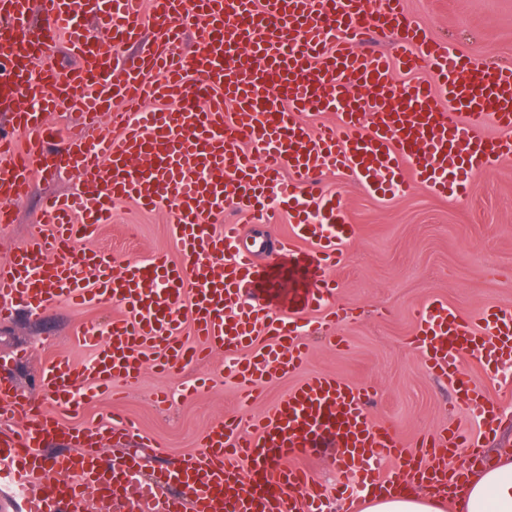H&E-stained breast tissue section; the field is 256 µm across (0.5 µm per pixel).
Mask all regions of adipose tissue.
<instances>
[{"label":"adipose tissue","instance_id":"ef3b65f1","mask_svg":"<svg viewBox=\"0 0 512 512\" xmlns=\"http://www.w3.org/2000/svg\"><path fill=\"white\" fill-rule=\"evenodd\" d=\"M457 512H512V459L497 463L456 490ZM362 512H442L440 499L423 494L365 492Z\"/></svg>","mask_w":512,"mask_h":512}]
</instances>
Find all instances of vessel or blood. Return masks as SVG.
Wrapping results in <instances>:
<instances>
[{
  "mask_svg": "<svg viewBox=\"0 0 512 512\" xmlns=\"http://www.w3.org/2000/svg\"><path fill=\"white\" fill-rule=\"evenodd\" d=\"M140 0H0V222L35 178L72 171L79 189L48 202L41 228L0 264V318L64 300L76 308L107 304V328L75 326L69 341L92 347L82 365L56 353L38 379L67 413L82 403L70 390L85 377L102 390L135 384L146 366L173 374L221 351L248 387L297 369L306 344L295 328L315 311L338 320L331 273L346 265L355 235L342 193L324 188L336 172L380 198L412 185L449 199L465 197L474 176L512 157V67L483 64L429 37L404 0H152L154 33L142 41ZM95 16L112 31L103 43L85 25ZM199 25L201 47L177 50L184 29ZM391 36L393 55L363 47L369 35ZM67 42L76 69L33 67L37 49ZM141 51L125 55L128 44ZM428 70V79L398 87L394 75ZM166 101L146 112L144 101ZM65 108L79 118L62 133L46 116ZM311 112L335 124L310 131ZM494 126L499 134L486 139ZM285 185L296 211L277 257L305 263L306 288L287 305L264 296L265 276L240 228L215 233L208 223L224 209L264 224L278 216L264 204ZM131 199L171 208L179 261L164 255L115 265L102 250L77 248ZM192 335H185V326ZM268 343L254 348L257 335ZM413 342L427 370L455 386L478 422L472 433L444 429L410 444L373 420L377 392L332 375L294 386L273 410L244 425H212L206 450L153 472L129 495L127 479L142 465L105 457L96 441L20 402L0 369V512H320L321 489L305 462L324 436L337 441L338 466L364 487L443 491L449 479L484 464L487 441L502 421L501 403L484 383L463 378L467 363L512 364V307L489 306L464 316L441 299L426 306ZM74 450L45 462L53 435Z\"/></svg>",
  "mask_w": 512,
  "mask_h": 512,
  "instance_id": "obj_1",
  "label": "vessel or blood"
}]
</instances>
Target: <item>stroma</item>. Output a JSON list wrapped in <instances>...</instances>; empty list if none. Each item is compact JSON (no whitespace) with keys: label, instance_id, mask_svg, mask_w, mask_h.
I'll return each instance as SVG.
<instances>
[{"label":"stroma","instance_id":"1","mask_svg":"<svg viewBox=\"0 0 512 512\" xmlns=\"http://www.w3.org/2000/svg\"><path fill=\"white\" fill-rule=\"evenodd\" d=\"M404 7L437 41L481 62L512 64V0H404ZM76 181V174L62 173L35 182L27 198L14 204L12 223L0 232V259L27 241L43 198L71 193ZM326 188L342 189L349 221L356 226L349 260L336 274L335 305L348 318L336 329L311 333L306 359L297 371L260 387L246 403L221 357L174 375L149 370L134 385L119 382L98 392L80 413L62 414L64 422L76 428L100 427L102 446L122 449L150 472L201 457L204 434L214 423L227 418L250 421L271 411L300 381L328 374L374 386V420L392 427L406 442L446 427L476 429L455 389L425 370L412 338L419 313L436 298L465 316L488 305H512V160L475 176L468 196L459 201L417 185L386 202L358 185L341 184L333 174ZM172 220L167 210L118 201L111 223L100 225L96 238L80 246L104 250L119 263L153 252L174 257L178 251L169 232ZM243 224L245 242L259 246V266L277 278L282 270L272 264L267 243L288 234L290 220L274 226ZM112 314L106 305L78 311L61 301L42 312L0 321V362L11 363L21 396L37 395L47 412L58 413L51 395L35 391V378L78 320L104 323ZM335 334L343 336L342 344L331 343ZM21 349L27 350V359L14 362ZM192 384L198 385L197 393L178 396L181 386ZM162 393L169 396L163 406L156 402ZM115 410L135 422L138 436L109 433Z\"/></svg>","mask_w":512,"mask_h":512}]
</instances>
